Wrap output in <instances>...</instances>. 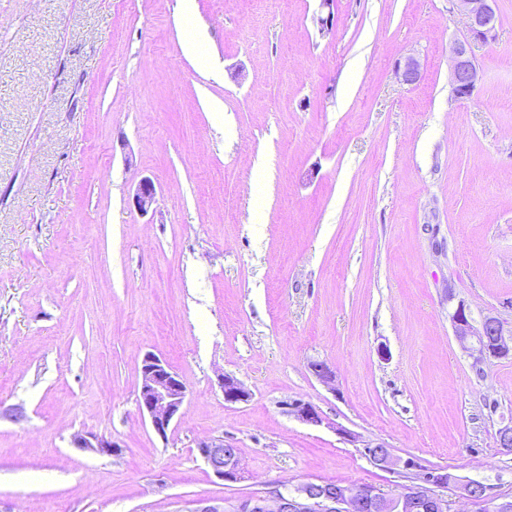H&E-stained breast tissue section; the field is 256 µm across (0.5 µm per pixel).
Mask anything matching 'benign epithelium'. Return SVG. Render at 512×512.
Listing matches in <instances>:
<instances>
[{
	"label": "benign epithelium",
	"mask_w": 512,
	"mask_h": 512,
	"mask_svg": "<svg viewBox=\"0 0 512 512\" xmlns=\"http://www.w3.org/2000/svg\"><path fill=\"white\" fill-rule=\"evenodd\" d=\"M324 14L317 19L320 30L333 29L335 0H320ZM457 8L469 17L468 37L455 42L450 60V84L455 95L466 99L478 83V67L472 46L491 39L499 25L496 0H453ZM397 74L406 84L418 81L420 71L415 59L409 58L397 66ZM156 202L153 182H140L133 197L134 206L148 212ZM454 336L465 350L478 353L477 361L503 358L512 354V325L508 326L494 315L475 321L469 307L458 302L450 315ZM220 388L227 404L247 402L251 394L235 378L224 375ZM187 397V387L169 365L153 353H146L141 362L138 406L150 419L155 432L164 437L172 421L181 415ZM285 412L309 425L322 423V416L312 404L301 400L284 402ZM73 445L101 456H112L121 446L112 438L91 431L77 433ZM198 453L215 477L236 482L242 478L237 449L222 438L203 439L196 444ZM366 453L373 465L391 469L398 465L392 450L382 443L366 445ZM459 486L463 495L479 506V512H512V499L493 500L487 487L476 480H462L445 470L425 474L396 495H387L372 486L348 487L328 485L321 481H306L291 491L278 489L262 492L241 500L226 510L200 502L190 512H448V502L438 490L448 484Z\"/></svg>",
	"instance_id": "1"
}]
</instances>
